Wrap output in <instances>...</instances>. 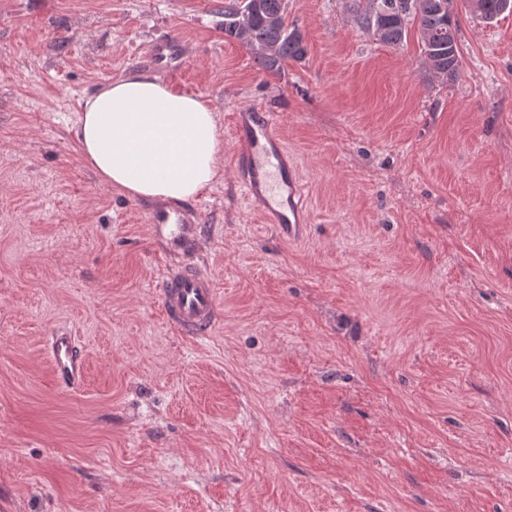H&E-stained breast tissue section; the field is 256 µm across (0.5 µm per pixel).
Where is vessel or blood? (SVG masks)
Here are the masks:
<instances>
[{"label":"vessel or blood","instance_id":"1","mask_svg":"<svg viewBox=\"0 0 512 512\" xmlns=\"http://www.w3.org/2000/svg\"><path fill=\"white\" fill-rule=\"evenodd\" d=\"M147 59L171 79L179 78L185 68L182 44L172 36L156 40ZM281 124L280 114L259 106L233 112V176L264 223L275 225L284 240L295 241L308 222L306 187L279 134ZM158 296L167 325L179 334L206 337L218 320L214 280L194 264L169 268ZM49 355L59 380L73 388L82 386L86 356L76 337L53 336Z\"/></svg>","mask_w":512,"mask_h":512}]
</instances>
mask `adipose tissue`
I'll list each match as a JSON object with an SVG mask.
<instances>
[{"instance_id":"adipose-tissue-1","label":"adipose tissue","mask_w":512,"mask_h":512,"mask_svg":"<svg viewBox=\"0 0 512 512\" xmlns=\"http://www.w3.org/2000/svg\"><path fill=\"white\" fill-rule=\"evenodd\" d=\"M218 133L213 109L142 71L87 97L75 136L101 184L168 203L192 198L218 177Z\"/></svg>"}]
</instances>
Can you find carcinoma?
<instances>
[{"mask_svg":"<svg viewBox=\"0 0 512 512\" xmlns=\"http://www.w3.org/2000/svg\"><path fill=\"white\" fill-rule=\"evenodd\" d=\"M255 7L245 27L239 24L234 2L224 5V36L247 49L259 69L275 72L307 54L302 31L285 23L287 0H253ZM375 16H363V27L382 43L398 48L407 38L409 25H417L425 34L420 41L430 71L444 78L459 73L461 59L458 22L440 7L441 0H417L418 12L411 18L402 16L406 0H372ZM478 17L493 20L503 13V0H478Z\"/></svg>","mask_w":512,"mask_h":512,"instance_id":"carcinoma-1","label":"carcinoma"}]
</instances>
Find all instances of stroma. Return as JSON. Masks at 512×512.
Segmentation results:
<instances>
[{"label": "stroma", "mask_w": 512, "mask_h": 512, "mask_svg": "<svg viewBox=\"0 0 512 512\" xmlns=\"http://www.w3.org/2000/svg\"><path fill=\"white\" fill-rule=\"evenodd\" d=\"M359 0H288L307 54L279 73L224 37V0H0V489L19 512H512V14L457 4L461 71L391 48ZM175 35L219 115L197 246L102 186L84 99ZM259 104L307 184L278 237L232 171ZM215 280L211 335L171 332L156 286ZM77 336L82 387L47 336Z\"/></svg>", "instance_id": "stroma-1"}]
</instances>
